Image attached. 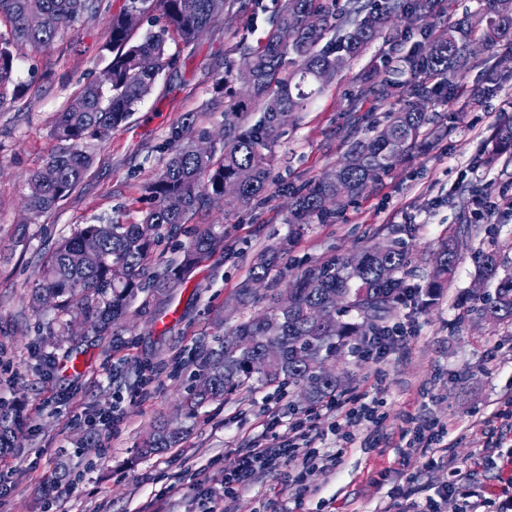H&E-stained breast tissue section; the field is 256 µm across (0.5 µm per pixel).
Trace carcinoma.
Here are the masks:
<instances>
[{
	"label": "carcinoma",
	"mask_w": 512,
	"mask_h": 512,
	"mask_svg": "<svg viewBox=\"0 0 512 512\" xmlns=\"http://www.w3.org/2000/svg\"><path fill=\"white\" fill-rule=\"evenodd\" d=\"M105 0H0V106L8 86L14 84V50L30 44L49 51L85 15L104 10ZM335 0H283L277 17L263 41L250 45L240 39L234 51L244 66L224 61L215 73L214 101H224L222 147L203 154L196 150L193 135L195 115L186 114L171 131V157L164 168L143 186L152 206L135 224H86L58 243L42 265L31 290V307L37 300L55 297L54 322L48 336L67 335L71 343L84 340L68 334L69 323L84 318L87 333L104 335L128 315L133 301L153 288L139 306L145 314L151 301L164 295L165 285L179 279L224 240V225L202 224L183 247L181 261L166 272L149 271L147 261L153 246L164 236H175L187 216L207 207L210 197L224 196V204L246 206L269 189L268 168L282 130L295 113L319 96L336 75V61L357 57L377 40L390 44L397 63L376 87L361 89L363 97L374 96L393 106L387 123L374 127L350 142L336 162L338 182L321 179L293 194L288 223L301 232L304 226L335 217L326 198L343 190L342 199L362 195L370 184L388 173L399 161L428 144V127L436 125L427 111L434 99L448 93L452 79L475 58L471 46L481 43L490 50L512 40V0H486L475 26L464 19L433 33V0H346L340 12ZM226 0H129L128 10L157 17L161 24L141 41L132 42L133 30L126 14L108 18L112 59L106 65L111 81L93 79L66 103L54 124L52 135L59 146L46 165L27 180V208L34 215L53 210L81 183L91 155L88 149L106 141L112 130L125 122L135 106L149 95L159 75L173 65L169 42L193 44L199 32L218 21ZM318 17L321 32L313 36L309 16ZM401 18L418 32L421 40L402 52V34L390 27ZM334 36L321 45L328 33ZM261 116L250 126L244 114ZM493 151L512 154V126L498 133ZM413 224H401L389 232L386 248L367 247L346 260H331L305 270L291 284L293 304L279 307L277 294L264 296L266 312L238 324L224 335V344L204 352L201 370L211 374L207 390L193 386L184 407L193 414L210 402H222L259 375L268 384L294 385L315 404L336 392L341 379L316 369V363L352 353L353 336H373L388 326L394 311L403 305H419L409 284ZM472 240L471 228L459 226L433 254L429 290L447 282L462 256L461 233ZM97 239L99 257L90 260L84 241ZM278 258L274 251L258 260L250 278L238 290L241 304L255 298L252 284L266 279ZM476 278L494 284V293L480 296L468 312L481 319L512 323V269H507L495 244L483 250ZM241 337L243 346L234 342ZM16 420L0 411V448L12 447ZM181 432L171 433L167 423L156 424L141 453L154 454L175 447Z\"/></svg>",
	"instance_id": "1"
}]
</instances>
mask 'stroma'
I'll return each mask as SVG.
<instances>
[{
  "mask_svg": "<svg viewBox=\"0 0 512 512\" xmlns=\"http://www.w3.org/2000/svg\"><path fill=\"white\" fill-rule=\"evenodd\" d=\"M280 5L234 0L232 11L194 44H170L179 56L176 65L110 139L92 147L91 168L75 191L38 216L24 207L25 180L57 148L52 129L58 112L107 65L106 20L83 17L48 52L28 44L16 48L24 92L0 106V409L19 414L21 424L16 447L0 452L9 487L0 512H44V493L64 472L79 481L59 494L56 512H205L209 500L222 498L225 474L236 470L266 426L269 404L279 410L272 434L280 445L293 440L291 425L307 410L298 388L257 380L195 416L181 408L202 351L263 311V303L236 302L257 257L285 246L265 282L282 293L307 268L378 244L399 224L418 227L408 282L422 288L440 241L461 224L472 226L473 241L447 287L425 296V308L395 311L393 320L406 334L384 360L349 355L329 361V369L346 376L340 388L345 397L379 400L382 422H343L352 442L341 464L311 469L302 492L269 476L227 506L230 512H380L399 488L419 501L439 499L441 512H465L473 496L502 499L512 476V418L492 423L488 416L512 401V324L485 321L467 308L480 293L475 269L487 230H494L512 267V210L499 202L512 189V157H487L496 127L512 119L511 43L479 52L454 95L431 104L439 131L430 147L398 164L356 202L340 205L331 221L293 236L286 222L290 193L331 172L350 139L385 124L389 105L359 96L366 78L385 76L390 49L380 41L347 61L285 128L265 195L244 208L208 207L192 217L195 225H223L224 242L188 278L171 282L165 305L144 317L130 315L115 334L88 337L77 350L61 337L46 338L53 310L30 306V288L58 240L86 224L140 220L149 205L142 186L170 153L172 125L193 112L197 130L221 129L224 115L211 105L212 68L240 38L252 44L263 38ZM488 201L497 205L490 216ZM76 359L80 371H65ZM115 407L124 419L100 427L98 441L87 443L88 421ZM409 417L447 426L444 462L425 465L403 447ZM171 418L185 429L183 442L139 455L152 425ZM493 438L501 446L490 455L485 448ZM453 465L468 479L453 481ZM169 483L176 492L158 500Z\"/></svg>",
  "mask_w": 512,
  "mask_h": 512,
  "instance_id": "35a3bbf8",
  "label": "stroma"
}]
</instances>
